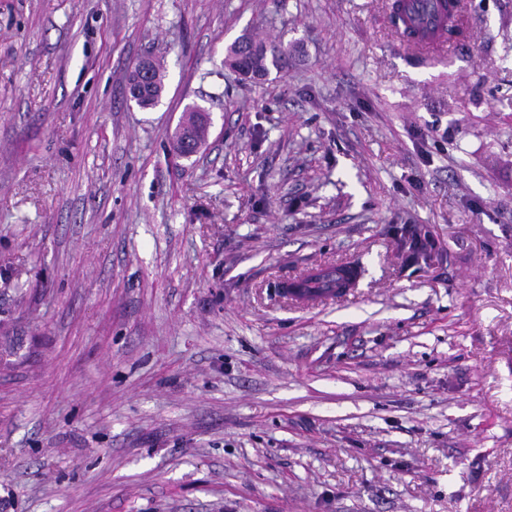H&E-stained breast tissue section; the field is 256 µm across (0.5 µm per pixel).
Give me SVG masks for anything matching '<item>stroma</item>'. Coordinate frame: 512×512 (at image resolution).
I'll return each instance as SVG.
<instances>
[{
    "label": "stroma",
    "mask_w": 512,
    "mask_h": 512,
    "mask_svg": "<svg viewBox=\"0 0 512 512\" xmlns=\"http://www.w3.org/2000/svg\"><path fill=\"white\" fill-rule=\"evenodd\" d=\"M389 2L0 0L4 512H512V0L421 63ZM288 42L266 44L252 33L244 32L225 49L224 63L250 78L267 76L271 68L282 71L288 67ZM140 63V62H139ZM139 63L134 67V70L131 72L130 75V96L132 97L133 101L137 106L143 109L153 108L157 106V104L160 102V97L163 96L164 90H165V84L164 81L158 80L157 83L155 82V76L157 74V69L159 67L163 68V65L160 62H155L156 64V73L153 71L151 76V81L149 83H146L143 87L139 89V93L136 95L132 91L131 83L134 78V74L136 72L137 66ZM187 125V127H185ZM194 134L197 143L205 141L209 134L208 124L202 112L197 111L194 107L189 106L184 111L183 117L175 131L173 139V150L179 157L186 156L187 153L182 150L181 141L182 136L180 132L186 134L187 130ZM323 268L311 267L300 276L284 283L283 285H288V288H281L282 293L287 294L288 300L299 306L315 308L326 301L342 299L355 291L358 280L347 288H326L321 284L310 282V279Z\"/></svg>",
    "instance_id": "obj_1"
}]
</instances>
